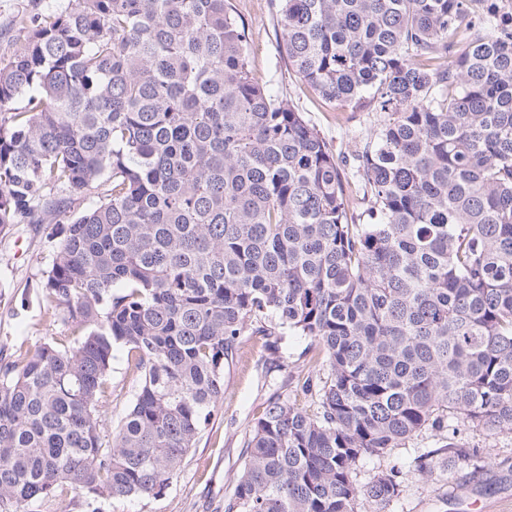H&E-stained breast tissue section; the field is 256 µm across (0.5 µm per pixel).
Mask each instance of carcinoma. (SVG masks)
I'll use <instances>...</instances> for the list:
<instances>
[{
  "label": "carcinoma",
  "instance_id": "cac0c4a2",
  "mask_svg": "<svg viewBox=\"0 0 512 512\" xmlns=\"http://www.w3.org/2000/svg\"><path fill=\"white\" fill-rule=\"evenodd\" d=\"M323 104L374 112L350 222L336 153L251 76L232 0H68L0 65V234L48 224L51 337L0 365V512L161 495L244 336L318 344L268 401L224 512H385L356 467L457 419L512 430V0H278ZM23 98L20 107L14 106ZM140 391L102 442L114 347ZM481 459L442 441L418 471Z\"/></svg>",
  "mask_w": 512,
  "mask_h": 512
}]
</instances>
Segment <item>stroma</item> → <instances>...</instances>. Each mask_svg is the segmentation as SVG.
Here are the masks:
<instances>
[{"mask_svg": "<svg viewBox=\"0 0 512 512\" xmlns=\"http://www.w3.org/2000/svg\"><path fill=\"white\" fill-rule=\"evenodd\" d=\"M67 0H0V62H7L19 47L24 16L50 15ZM249 28L248 57L253 77L276 97H288L304 118L335 149L339 173L349 201L353 223H369V204L359 186L354 155L369 141L374 115L338 105L315 107L311 91L290 75L280 47L281 17L274 0H233ZM54 243L44 228L14 225L0 235V358L9 359L49 337L65 336L58 311L41 305L36 286L47 269ZM319 348L310 339L285 331L268 338L243 337L232 361L224 366V398L202 430L194 448L164 492L155 498L130 497L100 501L68 492L40 503L37 512H224L244 466L243 444L268 400L278 396L308 411L316 405L301 390L308 376L322 374ZM112 396L102 407L107 427H115L140 390V376L127 360V351L113 350L110 371ZM457 438L484 448L480 462L461 461L436 466L431 476L420 475L413 461L418 448L437 443V431L424 430L409 447L390 455L364 457L357 478L366 481L391 465L402 469L400 494L387 512H481L492 500L512 512V432L487 434L455 420Z\"/></svg>", "mask_w": 512, "mask_h": 512, "instance_id": "stroma-1", "label": "stroma"}]
</instances>
